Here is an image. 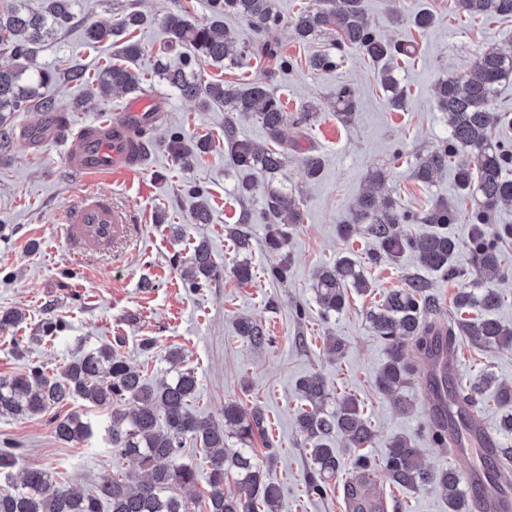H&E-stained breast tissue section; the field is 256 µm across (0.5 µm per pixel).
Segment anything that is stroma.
Masks as SVG:
<instances>
[{
	"mask_svg": "<svg viewBox=\"0 0 512 512\" xmlns=\"http://www.w3.org/2000/svg\"><path fill=\"white\" fill-rule=\"evenodd\" d=\"M304 3L276 0L283 21L261 35L237 17L224 19L238 41L276 44L294 59L293 69L280 70L276 59L262 54L246 55L228 66H202L208 79L228 86L266 82L288 112L309 103L318 107L303 130L285 127L284 139H298V148L289 150L277 174L253 172L252 190L245 195L239 189L241 174L227 160L223 108H205L182 97L153 69V58L160 52L171 67L182 63L178 51L165 49L162 16L180 4L194 23L206 22L207 0H76L71 23L43 43L37 56L38 65L57 72L56 82L43 93L64 112L68 131L36 144L19 136L0 149V310L16 308L25 315L18 326L0 333V375L19 373L32 359L55 376L72 356L121 336L122 354L140 365L147 382L154 385L170 369L168 351H179L181 369L193 370L198 380L195 411L200 418L221 419L228 400L248 411H262L265 429L253 448L265 481L282 490L279 512H347L344 487L357 454L379 459L395 435L410 436L431 469L452 468L463 474L481 466L478 450L463 457L432 446L425 377L415 378L404 389V412L377 390L375 376L386 357V345L372 332L368 314L383 292L404 287L414 263L406 256L394 264L372 265L367 254L374 241L359 232L342 238L337 226L350 219L358 197L377 177L383 194L398 209L419 216L435 201L454 197V170L437 174L427 184L414 173L416 164L448 131L432 87L438 80L468 73L475 56L488 46L512 50V19L471 20L457 14L454 0H365L366 12L382 36L407 41L417 49L414 56L396 63L409 97L405 111L393 112L385 105L377 70L360 55L349 56L339 68L311 69L310 58L327 50L330 39L323 36L307 44L295 39L287 19ZM422 6L436 16L434 26L424 31L408 20ZM134 10L155 18L154 24L133 34L145 55L132 63L131 70L141 92L155 95L161 118L148 133L151 145L139 171L126 178L100 175L82 180L64 164L72 129L122 112L130 99L123 92L106 102L95 97L91 81L102 66L118 60L120 44L107 40L90 45L83 33L89 24ZM74 66L82 67L84 80H68ZM342 84L353 87L359 101L347 123L336 115V88ZM174 130L210 145L191 168H182L167 148ZM311 146L323 157L322 173L314 179L301 163L303 149ZM194 186L208 195L209 223L191 221L194 200L189 190ZM275 189L296 195L302 214L300 223L289 229L291 264L283 280L270 277L276 258L263 247L264 200ZM86 190L111 196L115 206L134 214L136 224L129 238L78 261L61 236V225L65 206ZM245 217L250 220L252 244L240 255L228 229ZM202 237L215 261L226 268L238 257L248 259L252 281L240 283L226 271L204 287H190L180 263ZM346 253L363 267L371 288L364 294L349 290L345 308L322 317L315 273ZM299 307L304 316L296 315ZM245 316L262 323L271 344L256 347L238 336L237 322ZM50 317L65 322V330L33 345L28 358H19L15 341L36 335ZM330 335L343 340L342 356L328 353ZM145 338L154 340V350L141 351ZM456 349L462 385L485 374L500 383L512 382V350L478 346L463 337ZM314 375L325 377L335 395L354 396L373 429L371 442L361 452L337 439L342 468L331 493L322 499L306 492L304 476L312 460L296 425V410L302 404L297 383ZM59 412L83 414L92 436L65 444L55 438L48 416L0 419V444L9 441L19 450L14 476L42 468L59 484L90 491L102 477L136 469L134 460L120 457L109 444V410L75 401ZM183 458L195 465L196 481L187 488L173 487L172 493L188 502L190 512H205L209 467L204 454L200 447L189 446ZM378 485L387 512H448L447 502L434 492L398 488L383 476Z\"/></svg>",
	"mask_w": 512,
	"mask_h": 512,
	"instance_id": "stroma-1",
	"label": "stroma"
}]
</instances>
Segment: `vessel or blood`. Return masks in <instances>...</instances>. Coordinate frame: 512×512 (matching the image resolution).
<instances>
[{"mask_svg":"<svg viewBox=\"0 0 512 512\" xmlns=\"http://www.w3.org/2000/svg\"><path fill=\"white\" fill-rule=\"evenodd\" d=\"M154 104L150 97L134 100L124 112L80 127L74 135L76 147L65 157L71 173L84 178L96 173L122 176L137 172L143 156L136 130L156 123ZM130 222V215L113 207L109 196L88 190L66 207L63 237L76 254L86 255L125 238ZM467 481L473 487V512H512V482L489 480L478 470L468 471Z\"/></svg>","mask_w":512,"mask_h":512,"instance_id":"vessel-or-blood-1","label":"vessel or blood"}]
</instances>
